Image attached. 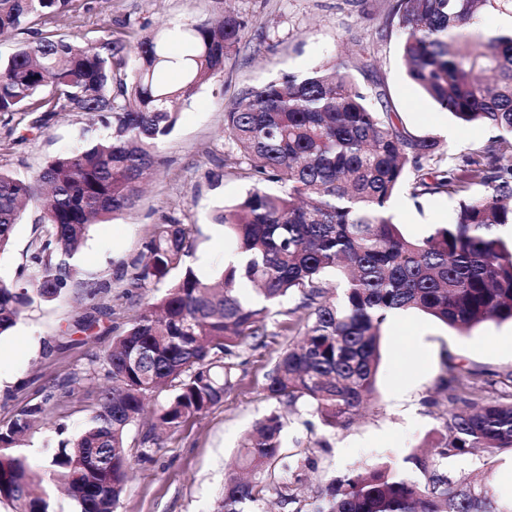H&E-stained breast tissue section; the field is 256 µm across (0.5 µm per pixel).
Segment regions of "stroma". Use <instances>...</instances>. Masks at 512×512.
<instances>
[{"instance_id":"obj_1","label":"stroma","mask_w":512,"mask_h":512,"mask_svg":"<svg viewBox=\"0 0 512 512\" xmlns=\"http://www.w3.org/2000/svg\"><path fill=\"white\" fill-rule=\"evenodd\" d=\"M79 20L62 18L61 35L95 41L122 24L154 28L164 23L208 20L232 10L248 27L221 77L206 83L179 109V120L165 139L164 161L138 206L116 221L92 225L74 256V278L55 300H38L17 325L0 337V425L23 409L50 403L45 424L35 428L24 448L36 458L53 451L60 439H72L88 425L92 382L74 383L144 307L161 296L165 283L137 295L125 294L122 277L157 225H190L187 265L202 278H215L235 244L217 209L234 203L249 187L243 165L224 135V111L242 89L300 73L337 56H351L358 83L385 93L406 128L415 135L437 137L453 157L493 136L484 125L461 127L445 110L422 99L406 77L400 55L401 36L382 34L392 0H80ZM89 116L61 112L39 128H28L21 115H0V169L31 179L44 162L80 148L85 134H98ZM394 222L411 237L427 235L432 225L451 221L454 202L445 195L413 200L403 192L393 198ZM40 211L28 204L14 233L12 251L0 257V279L32 281L30 261L35 241L44 234ZM109 282L108 290L89 297V285ZM297 298L275 304L264 345L243 346L237 379L222 401L204 414L188 418L174 432L160 436V446L144 451L151 426L143 419L131 426L127 444L133 456L126 490L116 512H214L224 492V477L235 461L244 433L254 422L279 409L265 390L278 351L289 340L288 309ZM92 317L82 329V317ZM482 372L488 396L512 391V324L489 323L467 334L432 317L405 311L381 328L380 363L375 391L347 425L331 428L306 402L283 410L281 459L272 473L289 488L295 505L270 502L271 512H311L318 492L333 479L390 457L410 477V462L443 431L450 404L440 390L446 357ZM449 470L463 475L487 473L497 497L512 498V455L489 459L479 453L451 458Z\"/></svg>"}]
</instances>
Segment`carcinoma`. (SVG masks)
Instances as JSON below:
<instances>
[{
	"mask_svg": "<svg viewBox=\"0 0 512 512\" xmlns=\"http://www.w3.org/2000/svg\"><path fill=\"white\" fill-rule=\"evenodd\" d=\"M76 2L0 0V34H38L0 57V114L29 116L35 128L58 112H86L106 130L52 157L31 180L0 169V256L12 248L23 204L37 202L46 228L30 254L39 276L0 280V336L35 299L62 296L73 272L67 260L92 223L136 207L145 179L159 171L178 103L223 73L247 28L234 13L187 23L178 52L163 26L79 41L55 29ZM489 9L512 16V0H395L386 18L402 35L406 74L423 97L464 127L497 131L459 163L436 138L410 133L388 104L375 109L372 98L384 94L361 88L340 57L249 87L224 111L225 136L251 162L252 184L213 220L244 264L203 279L185 265L187 225H158L129 265L127 286L143 290L176 269L179 277L91 361L90 374L112 385L98 391L82 434L35 463L18 446L51 409L25 410L0 428V503L54 512L51 491L60 487L77 512H116L131 469L127 432L145 400L169 392L153 430L174 431L217 405L233 385L237 349L264 343L269 305L287 295L299 297L288 311L298 339L278 353L268 397L289 407L306 401L332 428L372 393L388 316L418 311L462 333L512 322V238L499 234L512 224V35L480 30ZM405 187L415 199H454L453 222L406 235L389 214ZM446 369L441 386L454 408L431 450L410 457L423 481L377 462L332 481L315 512H512L488 483L448 470L449 459L475 448L512 453V400L487 396L476 370L455 362ZM284 426L272 412L246 434L237 468L250 478L229 474L215 512H246L272 491L284 506L293 501L268 480Z\"/></svg>",
	"mask_w": 512,
	"mask_h": 512,
	"instance_id": "1",
	"label": "carcinoma"
}]
</instances>
